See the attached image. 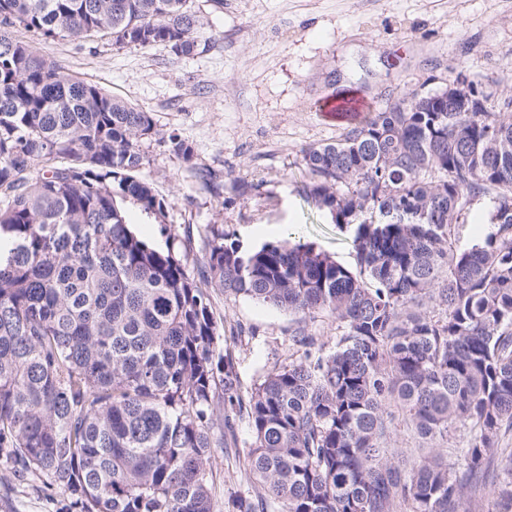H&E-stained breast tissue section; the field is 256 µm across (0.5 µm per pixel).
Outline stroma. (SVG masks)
Returning <instances> with one entry per match:
<instances>
[{
    "label": "stroma",
    "mask_w": 512,
    "mask_h": 512,
    "mask_svg": "<svg viewBox=\"0 0 512 512\" xmlns=\"http://www.w3.org/2000/svg\"><path fill=\"white\" fill-rule=\"evenodd\" d=\"M210 51L178 56L168 47L118 48L107 42H44L19 30L46 58L107 93L152 114L157 126L194 148L191 164L152 140L142 171L170 203L166 223L134 205V232L157 250L190 237L201 255L213 225L242 250L273 243L299 224L301 240L346 268L357 266L353 230L305 201L309 176L300 152L329 144L359 121L332 103L355 96L377 109L402 90H434L465 74L499 98L512 88V0H195ZM215 173L206 183L195 175ZM217 323L216 352L229 360L242 394L296 356V332L332 345L334 317L299 318L247 298L208 291ZM251 433L236 422V442L214 451L216 512H236V496L261 486L246 466Z\"/></svg>",
    "instance_id": "35a3bbf8"
}]
</instances>
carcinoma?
I'll list each match as a JSON object with an SVG mask.
<instances>
[{"instance_id":"obj_1","label":"carcinoma","mask_w":512,"mask_h":512,"mask_svg":"<svg viewBox=\"0 0 512 512\" xmlns=\"http://www.w3.org/2000/svg\"><path fill=\"white\" fill-rule=\"evenodd\" d=\"M194 0H0V464L7 491L58 512H215L212 449L252 433L247 467L267 496L238 512H463L491 466L512 512V94L476 112L408 90L336 143L309 145L306 195L354 227L353 272L286 230L243 252L212 228L197 273L131 231L125 204L166 221L141 177L142 141L193 148L149 113L39 55L44 41L107 40L207 52ZM494 231L459 244L472 201ZM425 210L438 224H400ZM342 323L248 397L215 355L206 287ZM221 394H216V390ZM435 446L387 454L390 402ZM468 428L448 452V433Z\"/></svg>"}]
</instances>
